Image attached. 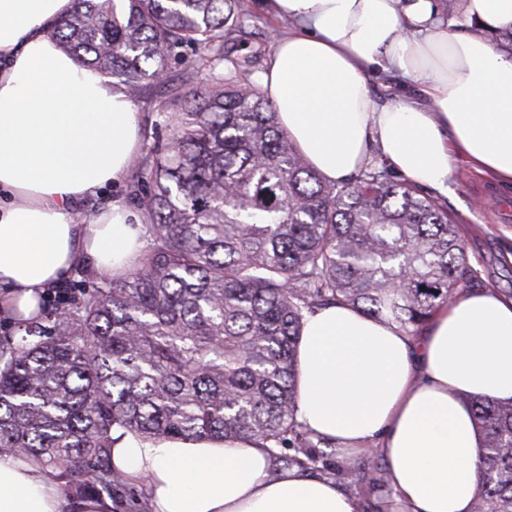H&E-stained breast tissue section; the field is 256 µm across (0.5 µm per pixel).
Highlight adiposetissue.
Masks as SVG:
<instances>
[{
  "mask_svg": "<svg viewBox=\"0 0 512 512\" xmlns=\"http://www.w3.org/2000/svg\"><path fill=\"white\" fill-rule=\"evenodd\" d=\"M290 27L258 81L281 126L328 181L373 159L413 184L448 187L456 160L512 186V0H262ZM76 0H0V312L36 321L45 288L87 266L124 276L146 215L122 199L81 220L142 148L133 101L63 51ZM399 84L375 100L369 77ZM295 415L351 461L382 458L384 512H472L483 437L466 398L512 401V299L461 291L416 335L345 305L305 313ZM112 464L145 485L150 512H358L334 479L274 469L255 440L143 441L113 430ZM59 482L0 449V512H64Z\"/></svg>",
  "mask_w": 512,
  "mask_h": 512,
  "instance_id": "obj_1",
  "label": "adipose tissue"
}]
</instances>
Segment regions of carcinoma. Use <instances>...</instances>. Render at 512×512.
<instances>
[{
    "label": "carcinoma",
    "instance_id": "1",
    "mask_svg": "<svg viewBox=\"0 0 512 512\" xmlns=\"http://www.w3.org/2000/svg\"><path fill=\"white\" fill-rule=\"evenodd\" d=\"M244 0H79L62 49L132 99L193 44L211 82L171 91V133L133 176L153 243L120 281L71 283L43 320L0 336V448L38 461L73 502L126 492L112 428L142 440L268 445L356 497L385 468L323 463L333 444L295 417L304 314L342 304L415 333L471 272L439 197L375 161L346 183L313 169L275 105L238 79L224 32ZM483 435L473 512H512V402L468 398Z\"/></svg>",
    "mask_w": 512,
    "mask_h": 512
}]
</instances>
